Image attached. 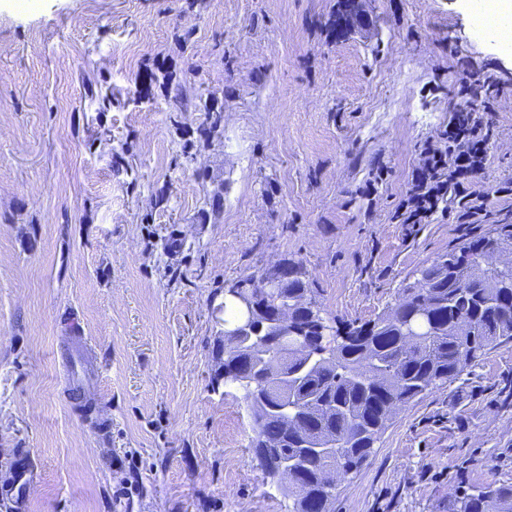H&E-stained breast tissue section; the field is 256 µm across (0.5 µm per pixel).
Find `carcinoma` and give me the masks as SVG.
Listing matches in <instances>:
<instances>
[{
  "label": "carcinoma",
  "mask_w": 512,
  "mask_h": 512,
  "mask_svg": "<svg viewBox=\"0 0 512 512\" xmlns=\"http://www.w3.org/2000/svg\"><path fill=\"white\" fill-rule=\"evenodd\" d=\"M506 250L512 252V224L448 250L423 267L376 319L336 328L339 338L329 352L313 330L318 311L306 303L294 310L292 328L314 337L311 351L321 353L297 386V422L283 417L279 399L271 395L253 406L254 455L261 470L269 475L288 463L298 478L288 482L291 512H330V458L346 472L358 469L395 416L396 404L458 378L486 350L512 339V267L487 266L494 253ZM308 291L302 269L288 264L281 294ZM421 306L428 317L416 326L419 343L408 345L400 318ZM275 315L276 306L259 297L250 337L224 359L226 383H241L247 402L251 381L261 378V354H276L281 343L295 339L291 333L269 334ZM312 437L336 441V452L322 455L307 447ZM448 512H512V486L461 491L449 499Z\"/></svg>",
  "instance_id": "cac0c4a2"
}]
</instances>
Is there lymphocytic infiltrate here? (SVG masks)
Returning a JSON list of instances; mask_svg holds the SVG:
<instances>
[{
	"label": "lymphocytic infiltrate",
	"instance_id": "1",
	"mask_svg": "<svg viewBox=\"0 0 512 512\" xmlns=\"http://www.w3.org/2000/svg\"><path fill=\"white\" fill-rule=\"evenodd\" d=\"M458 94L478 101L480 108L453 112L443 133L445 148L425 147L423 164L413 173L399 208L403 223H427L440 205L468 198L475 175L486 165L497 95L487 81L477 78L461 85Z\"/></svg>",
	"mask_w": 512,
	"mask_h": 512
}]
</instances>
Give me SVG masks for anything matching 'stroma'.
<instances>
[{
  "instance_id": "35a3bbf8",
  "label": "stroma",
  "mask_w": 512,
  "mask_h": 512,
  "mask_svg": "<svg viewBox=\"0 0 512 512\" xmlns=\"http://www.w3.org/2000/svg\"><path fill=\"white\" fill-rule=\"evenodd\" d=\"M477 7L0 0V486L16 449L34 465L23 509L0 493V512H288L221 378L224 291L293 260L327 318L362 323L512 224V44L475 36ZM473 73L501 87L484 214L401 223ZM109 89L126 101L103 106ZM73 318L101 369L75 393ZM487 484L512 486V341L403 407L330 510L448 512Z\"/></svg>"
}]
</instances>
